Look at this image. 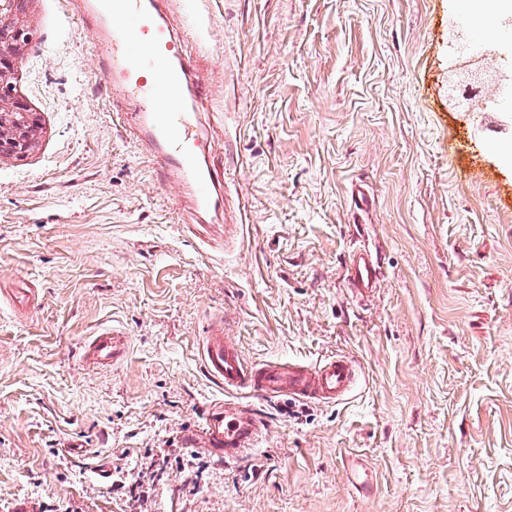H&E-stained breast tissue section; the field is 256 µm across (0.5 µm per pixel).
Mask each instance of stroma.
Instances as JSON below:
<instances>
[{
	"mask_svg": "<svg viewBox=\"0 0 512 512\" xmlns=\"http://www.w3.org/2000/svg\"><path fill=\"white\" fill-rule=\"evenodd\" d=\"M459 0H159L224 206L197 214L99 70L88 0H25L10 78L40 118L0 155V512H512V114L448 97ZM367 189L360 213L352 197ZM379 249L373 300L351 251ZM251 362L360 364L344 400L237 394L264 423L182 446L223 397L212 318ZM127 344L84 362L92 336ZM112 472L100 480L96 465ZM125 350L122 337L112 329L103 330L88 344V359L97 366H110L117 361Z\"/></svg>",
	"mask_w": 512,
	"mask_h": 512,
	"instance_id": "1",
	"label": "stroma"
}]
</instances>
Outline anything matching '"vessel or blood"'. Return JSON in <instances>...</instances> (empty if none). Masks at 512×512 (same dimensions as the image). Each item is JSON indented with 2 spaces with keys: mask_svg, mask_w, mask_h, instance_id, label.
I'll return each mask as SVG.
<instances>
[{
  "mask_svg": "<svg viewBox=\"0 0 512 512\" xmlns=\"http://www.w3.org/2000/svg\"><path fill=\"white\" fill-rule=\"evenodd\" d=\"M157 0H94L93 10L110 23L112 55L109 66L123 77L124 90L140 109L135 126L141 144L168 166L179 185L192 193L198 210L218 206L224 196V173L215 163L211 142L202 131L198 115L184 100L188 63L182 44L162 24ZM141 43L145 52L131 59L128 47ZM348 282L362 295L375 293L383 279L376 252L353 251L348 257ZM125 350L112 330H103L88 344V357L98 366H109ZM208 374L223 384L225 392L288 395L319 404L344 400L358 379V367L346 355H332L312 367H283L248 362L238 346L225 340L223 331L211 332L201 347ZM260 428L252 411L240 404L210 406L203 428L184 434L188 447H204L230 458L255 448Z\"/></svg>",
  "mask_w": 512,
  "mask_h": 512,
  "instance_id": "b4317fda",
  "label": "vessel or blood"
}]
</instances>
